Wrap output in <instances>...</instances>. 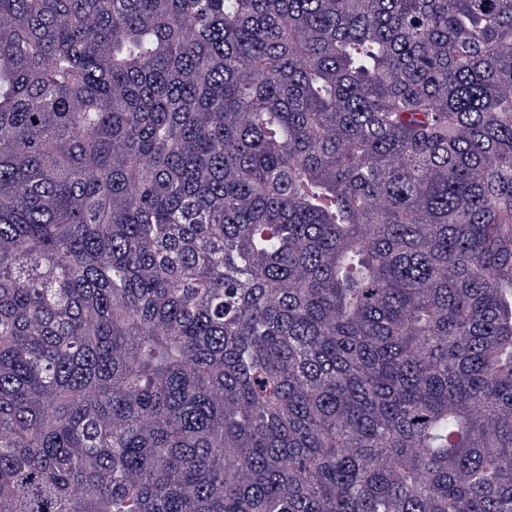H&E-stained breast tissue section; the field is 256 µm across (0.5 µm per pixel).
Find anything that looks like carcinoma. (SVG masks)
I'll list each match as a JSON object with an SVG mask.
<instances>
[{
	"label": "carcinoma",
	"instance_id": "1",
	"mask_svg": "<svg viewBox=\"0 0 512 512\" xmlns=\"http://www.w3.org/2000/svg\"><path fill=\"white\" fill-rule=\"evenodd\" d=\"M0 512H512V0H0Z\"/></svg>",
	"mask_w": 512,
	"mask_h": 512
}]
</instances>
